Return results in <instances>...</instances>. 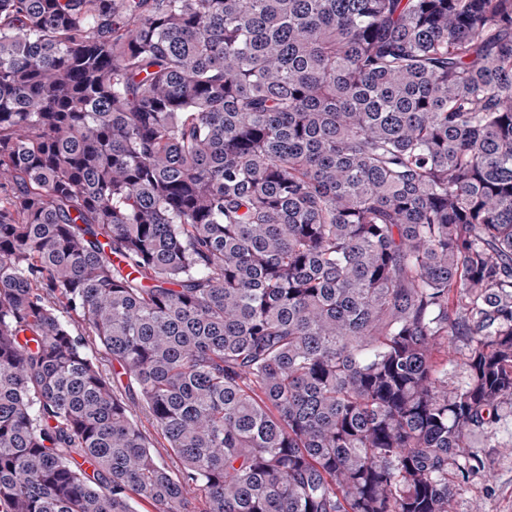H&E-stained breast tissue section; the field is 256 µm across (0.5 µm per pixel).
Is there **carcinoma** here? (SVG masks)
Segmentation results:
<instances>
[{
  "label": "carcinoma",
  "instance_id": "1",
  "mask_svg": "<svg viewBox=\"0 0 512 512\" xmlns=\"http://www.w3.org/2000/svg\"><path fill=\"white\" fill-rule=\"evenodd\" d=\"M507 404L512 0H0V512H449ZM134 413L137 416V419L142 421L143 429L146 431L148 435H150L153 446L152 451L156 458L163 462L166 466H168L171 469H176L178 463L177 459L173 455L170 448H168V443L164 436L161 434L160 431L155 430L146 420L145 415L141 413L138 408H134Z\"/></svg>",
  "mask_w": 512,
  "mask_h": 512
}]
</instances>
